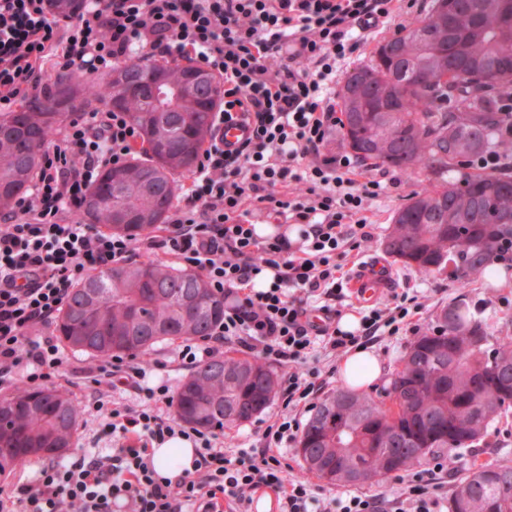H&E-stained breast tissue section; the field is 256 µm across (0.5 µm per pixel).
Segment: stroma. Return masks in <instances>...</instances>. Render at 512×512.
I'll return each instance as SVG.
<instances>
[{"label":"stroma","mask_w":512,"mask_h":512,"mask_svg":"<svg viewBox=\"0 0 512 512\" xmlns=\"http://www.w3.org/2000/svg\"><path fill=\"white\" fill-rule=\"evenodd\" d=\"M431 3L432 0H399L391 18L364 33L360 49L345 63V70L367 63L379 42L425 17ZM369 173L385 184L386 191L368 206L365 216L373 226V237L359 255L346 259L345 275H353L359 267L372 262L385 264L389 270L390 285L378 292L376 302H387L395 292L406 291L423 296L425 310L420 322L421 331H428L440 312L452 303L467 305L474 317L493 331H512V271L501 273L493 281L481 276L461 285L449 282L447 276H428L389 258L380 243L387 233L391 217L414 192L424 187L425 180L390 168L373 167ZM64 355L65 362L51 379L50 385L69 395L79 405L80 416L73 445L60 455L59 460L69 463L84 456L111 454V446L96 439L98 414L93 402L100 397L107 400L112 397L111 391L105 385L96 384L88 372L89 367L98 364L99 359L69 348L65 349ZM506 462L512 464V418L499 420L475 448L455 455L448 466V485L456 487L473 464Z\"/></svg>","instance_id":"stroma-1"}]
</instances>
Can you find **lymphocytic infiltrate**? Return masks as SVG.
I'll return each mask as SVG.
<instances>
[{
	"mask_svg": "<svg viewBox=\"0 0 512 512\" xmlns=\"http://www.w3.org/2000/svg\"><path fill=\"white\" fill-rule=\"evenodd\" d=\"M394 10L395 0H86L71 19L53 15L48 0H0V112L48 71L106 72L135 50L198 60L224 80L183 203L146 240L68 219L100 171L130 154L138 132L126 113L89 112L43 152L31 193L0 214V385L19 372L30 383L52 378L64 356L44 331L73 288L142 247L201 272L226 300L223 322L177 347L183 366L233 341L288 368L281 411L259 447L226 448L173 414L168 381L148 378L135 357H112L97 367L96 383L139 397L135 406L96 404L100 433L116 448L44 467L18 489L24 512H246L268 492L278 512H443L445 459L401 477L396 498L349 491L324 505L306 481L288 478L282 453L327 382L310 359L415 330L424 308L418 296L396 293L345 331L335 305L344 260L372 237L364 211L385 187L355 157L326 151L338 124L332 86L360 46L357 29ZM235 119L251 133L228 151L220 130ZM254 209L294 225L296 237L260 238L248 219ZM263 273L270 282L260 289ZM173 439L195 448L192 468L174 479L158 475L153 455Z\"/></svg>",
	"mask_w": 512,
	"mask_h": 512,
	"instance_id": "1",
	"label": "lymphocytic infiltrate"
}]
</instances>
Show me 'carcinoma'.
<instances>
[{"label":"carcinoma","mask_w":512,"mask_h":512,"mask_svg":"<svg viewBox=\"0 0 512 512\" xmlns=\"http://www.w3.org/2000/svg\"><path fill=\"white\" fill-rule=\"evenodd\" d=\"M50 10L72 17L84 0H49ZM451 29L422 46L416 32L422 22L398 31L400 55L419 65L444 52L464 70L466 81L409 90L394 103L386 122L362 113L351 125L339 119L341 143L357 159L408 175L428 172L429 185L396 209L381 242L394 261L426 274H446L464 284L500 263L512 270V222L498 221L503 202L512 203V171L465 173L466 162L485 152L501 126L497 94L512 90V27L497 24L512 0H454ZM144 57L127 62L136 70L130 89L119 93L111 74L58 77L36 101L15 112L0 113V212L13 208L33 179L40 156L66 114L81 104L97 103L125 112L142 145L125 163L102 171L93 189L103 208L84 207L90 224L137 237L164 222L178 186L174 176L191 171L211 131L212 112L197 101L169 92L153 96ZM192 63L168 68L172 87L182 84ZM155 168L158 184L139 182L141 169ZM443 195V213L423 215L411 202ZM121 212L131 221L112 223ZM224 319V297L205 278L187 268L155 263L119 265L79 283L58 314L54 332L73 350L108 360L114 355L145 353L167 338L205 336ZM512 371V336H496L460 304L441 311L436 324L406 348L388 386L378 395L340 388L313 409L297 453L306 470L332 486H345L344 473L327 477L317 467L323 456H341L369 466L372 480L392 472L383 448H426L407 455L397 471L419 467L435 456L483 440L497 418L512 409V393L494 394V380ZM276 373L258 357L226 354L197 366L179 385L176 413L202 428L229 430L272 404ZM491 406L474 421L460 401ZM80 409L53 387L21 385L0 398V475L30 457L56 456L71 447ZM441 420L443 438L427 440V420ZM471 489L469 512H512V465L474 466L449 501Z\"/></svg>","instance_id":"cac0c4a2"}]
</instances>
